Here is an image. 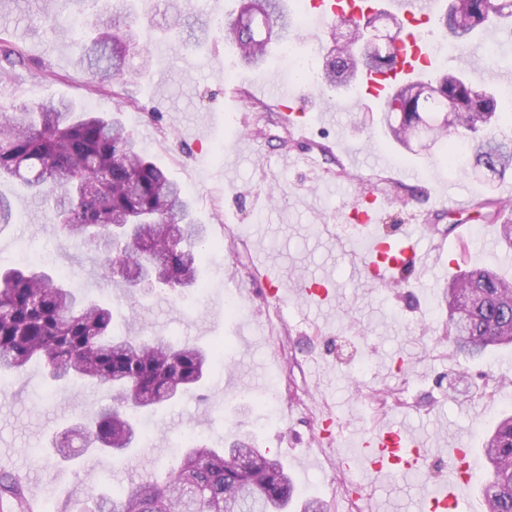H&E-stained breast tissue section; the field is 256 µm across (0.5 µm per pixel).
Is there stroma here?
<instances>
[{
    "label": "stroma",
    "mask_w": 512,
    "mask_h": 512,
    "mask_svg": "<svg viewBox=\"0 0 512 512\" xmlns=\"http://www.w3.org/2000/svg\"><path fill=\"white\" fill-rule=\"evenodd\" d=\"M239 2L134 0L135 38L151 48V61L129 59L124 78L100 90L77 65L79 47L89 24L121 10L122 0L66 9L59 0H0V37L24 53L22 66L0 76V109L64 98L118 116L192 198L211 242L200 271L205 291L126 292L106 277L96 251L61 236L52 198L31 199L19 182L0 178L15 213L0 228V266L46 264L110 306L120 333L226 347L200 392L143 413L149 436L119 459L82 453L65 463L47 451L50 436L105 403L106 392L51 382L35 363L23 379L0 377V472L22 477L51 512H71L90 489L109 494L164 475L188 430L213 448L248 439L280 457L295 486L288 512L311 498L338 512L336 485L360 482L364 441L392 423L427 448V465L366 486L360 504L364 512H415L421 487L446 481L449 445L473 449L477 476L487 478L484 437L512 413V345L468 362L442 335L443 293L459 271L485 267L512 280V247L485 219L512 187V171L490 180L469 161L448 169L439 149L394 143L380 100L363 88L322 92L328 28L310 22L294 38L305 60L295 78L284 56L270 58L273 83L243 67L220 31L210 30L202 49L187 43L191 29ZM47 69L56 79H44ZM343 98L350 111L316 120ZM451 185L470 193V208L435 213L438 193ZM371 192L393 200L374 214L371 231L390 239L404 225L422 226L447 244L435 267L386 285L365 278L357 212ZM270 280L279 299L267 293ZM315 280L329 289L319 304L298 292Z\"/></svg>",
    "instance_id": "obj_1"
}]
</instances>
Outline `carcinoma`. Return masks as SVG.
<instances>
[{"mask_svg":"<svg viewBox=\"0 0 512 512\" xmlns=\"http://www.w3.org/2000/svg\"><path fill=\"white\" fill-rule=\"evenodd\" d=\"M441 25L456 44L493 22L512 21V2L460 0ZM282 0H267L265 16L277 26L278 40L292 39L297 19L284 13ZM101 19L96 35L81 45L79 63L102 87L122 77L125 45L132 31L114 32ZM224 39L240 62L261 70L272 39L238 20L224 26ZM395 54L384 46L348 47L325 61L323 90L347 89L362 69H385ZM493 90L461 67L433 82H409L383 101L387 132L407 146L414 133L448 154L452 133L469 136L475 166L502 177L512 169V140L498 136ZM11 177L37 196L55 195L58 230L68 239L94 247L110 278L129 287L127 270L153 251L161 269L158 288H203L199 265L207 250V229L191 218L181 187L142 154L134 134L105 115L77 112L73 102L47 99L21 103L0 121V178ZM129 224L126 248L116 250L112 226ZM448 320L443 332L454 354L481 357L488 348L512 345V282L484 269L464 270L445 293ZM107 306L85 299L63 277L46 269L0 268V374H23L39 359L49 379L90 382L112 394V403L83 414L53 447L73 458L70 438L84 452L122 457L140 439L136 412L163 406L203 380L215 354L198 345L162 336H116ZM490 477L482 495L487 512H512V416L499 420L484 442ZM291 480L278 458L238 441L216 451L192 443L180 464L163 478L132 482L111 496L88 494L76 512H285ZM27 500L23 484L0 474V499Z\"/></svg>","mask_w":512,"mask_h":512,"instance_id":"cac0c4a2","label":"carcinoma"}]
</instances>
